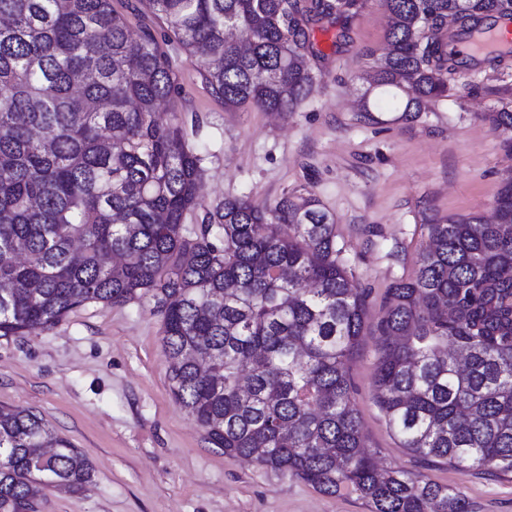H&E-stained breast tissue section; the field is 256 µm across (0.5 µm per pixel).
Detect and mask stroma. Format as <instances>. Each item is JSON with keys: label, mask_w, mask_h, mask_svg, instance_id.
<instances>
[{"label": "stroma", "mask_w": 512, "mask_h": 512, "mask_svg": "<svg viewBox=\"0 0 512 512\" xmlns=\"http://www.w3.org/2000/svg\"><path fill=\"white\" fill-rule=\"evenodd\" d=\"M387 29L382 0H364L348 22L315 30L309 64L318 86L285 117L225 109L194 59L177 44L162 46L179 94L161 111L176 114L204 168L188 231L206 226L219 239L213 215L228 197L265 205L311 191L336 217L343 255L370 294V324L386 289L413 273L426 217L490 215L512 168L482 118L512 105V58L461 73L460 82L477 85L473 95H450L411 117H362L359 78L383 54ZM376 343L363 336L351 369L379 461L448 485L472 512H512L511 477L427 466L400 447L372 400ZM0 407L37 413L93 466L83 491L41 496L36 512H367L355 496L324 494L213 448L171 394L161 321L145 301L89 303L52 330L0 337Z\"/></svg>", "instance_id": "obj_1"}]
</instances>
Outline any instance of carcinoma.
<instances>
[{
    "label": "carcinoma",
    "instance_id": "cac0c4a2",
    "mask_svg": "<svg viewBox=\"0 0 512 512\" xmlns=\"http://www.w3.org/2000/svg\"><path fill=\"white\" fill-rule=\"evenodd\" d=\"M360 0H0V337L49 331L87 302H154L170 391L212 447L289 471L368 512H471L460 493L370 450L350 360L368 293L338 247L336 218L306 189L272 206L224 199L219 244L184 234L201 206V159L176 119L159 40L196 58L227 109L284 116L312 95L311 34ZM387 52L365 79L406 116L463 71L448 41L504 17L512 0H384ZM483 120L512 154V109ZM491 220L425 224L414 274L393 283L377 336L373 398L426 464L512 475V173ZM54 449L46 472L28 466ZM89 460L32 411L0 409V512L38 492L76 494Z\"/></svg>",
    "mask_w": 512,
    "mask_h": 512
}]
</instances>
